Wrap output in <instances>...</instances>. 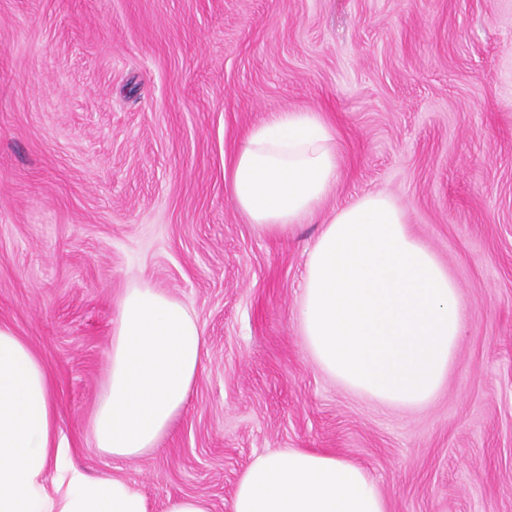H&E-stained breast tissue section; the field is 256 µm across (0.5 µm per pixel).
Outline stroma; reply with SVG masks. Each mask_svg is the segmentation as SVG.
Segmentation results:
<instances>
[{"instance_id":"1","label":"stroma","mask_w":512,"mask_h":512,"mask_svg":"<svg viewBox=\"0 0 512 512\" xmlns=\"http://www.w3.org/2000/svg\"><path fill=\"white\" fill-rule=\"evenodd\" d=\"M287 109L327 114L340 179L295 236L261 237L224 163ZM377 191L467 316L420 407L348 391L293 316L325 217ZM140 282L194 311L208 357L158 451L117 459L89 425ZM0 322L44 362L74 465L151 512H230L285 448L361 466L388 512H512V0H0ZM164 512H211V506L203 497L184 495L169 498Z\"/></svg>"}]
</instances>
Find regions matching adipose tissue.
Listing matches in <instances>:
<instances>
[{"instance_id": "adipose-tissue-1", "label": "adipose tissue", "mask_w": 512, "mask_h": 512, "mask_svg": "<svg viewBox=\"0 0 512 512\" xmlns=\"http://www.w3.org/2000/svg\"><path fill=\"white\" fill-rule=\"evenodd\" d=\"M340 162L324 113L279 111L237 138L224 180L257 233L290 236L332 192ZM294 316L321 370L395 407L433 398L466 329L457 282L383 192L360 196L323 223ZM206 358L203 331L184 302L146 283L126 289L90 424L96 448L118 459L154 452L186 409ZM69 455L43 361L0 322V512H149L133 485L86 475ZM231 512H387V503L360 466L287 448L245 470Z\"/></svg>"}]
</instances>
